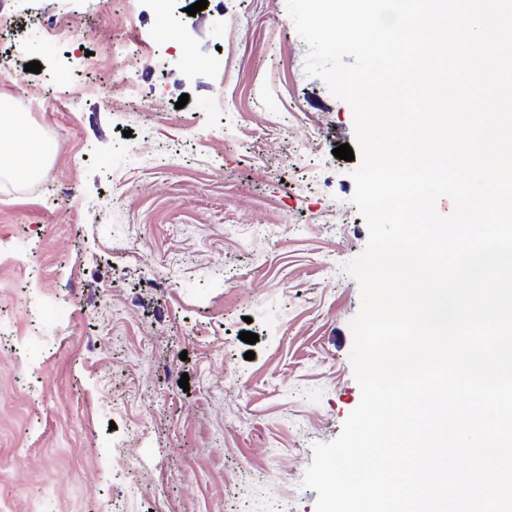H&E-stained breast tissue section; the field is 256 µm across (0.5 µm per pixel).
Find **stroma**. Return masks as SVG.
I'll use <instances>...</instances> for the list:
<instances>
[{
	"label": "stroma",
	"mask_w": 512,
	"mask_h": 512,
	"mask_svg": "<svg viewBox=\"0 0 512 512\" xmlns=\"http://www.w3.org/2000/svg\"><path fill=\"white\" fill-rule=\"evenodd\" d=\"M194 2L166 34L156 0H0V94L51 147L0 174V512H316L360 402L352 109L287 0Z\"/></svg>",
	"instance_id": "stroma-1"
}]
</instances>
